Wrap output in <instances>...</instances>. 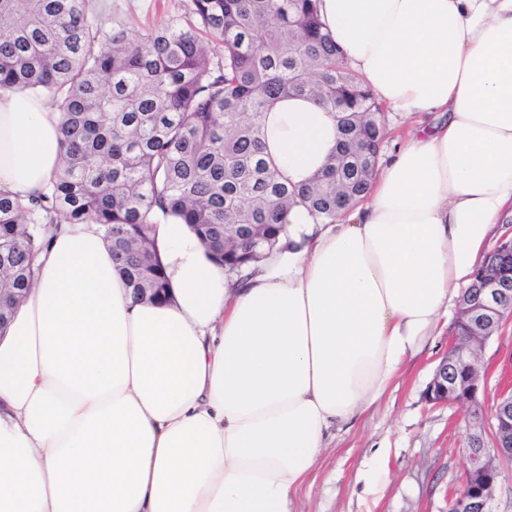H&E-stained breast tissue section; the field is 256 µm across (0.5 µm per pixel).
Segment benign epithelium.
<instances>
[{"label": "benign epithelium", "instance_id": "obj_1", "mask_svg": "<svg viewBox=\"0 0 512 512\" xmlns=\"http://www.w3.org/2000/svg\"><path fill=\"white\" fill-rule=\"evenodd\" d=\"M512 317V290L502 274L486 268L480 296L463 297L456 321L468 329L466 336H453L444 357L433 373L425 399L433 404H459L472 407L486 391V374L478 361L477 349ZM491 434H486L479 416L465 435L466 480L452 500L450 512H492L491 504L499 478L498 459L512 460V393L497 396L492 409Z\"/></svg>", "mask_w": 512, "mask_h": 512}]
</instances>
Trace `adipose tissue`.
<instances>
[{
	"instance_id": "1",
	"label": "adipose tissue",
	"mask_w": 512,
	"mask_h": 512,
	"mask_svg": "<svg viewBox=\"0 0 512 512\" xmlns=\"http://www.w3.org/2000/svg\"><path fill=\"white\" fill-rule=\"evenodd\" d=\"M387 111L367 202L230 280L188 225L156 227L169 298L136 301L96 225L64 224L0 328V512H293L336 431L376 405L512 219V0H320ZM62 116L0 88V192L61 164ZM266 155L308 182L337 144L305 96L263 115Z\"/></svg>"
}]
</instances>
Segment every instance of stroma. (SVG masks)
I'll return each mask as SVG.
<instances>
[{"mask_svg": "<svg viewBox=\"0 0 512 512\" xmlns=\"http://www.w3.org/2000/svg\"><path fill=\"white\" fill-rule=\"evenodd\" d=\"M101 3L103 19L121 21L143 34L163 21L184 17L187 0ZM451 336L445 328L429 337L407 359L385 397L350 430L337 432L299 492L297 512H448L464 483L466 425L475 415L465 407L435 406L425 399ZM479 359L487 387L477 415L488 428L496 395L512 388V319L484 343Z\"/></svg>", "mask_w": 512, "mask_h": 512, "instance_id": "obj_1", "label": "stroma"}]
</instances>
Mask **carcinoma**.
<instances>
[{
    "label": "carcinoma",
    "instance_id": "obj_1",
    "mask_svg": "<svg viewBox=\"0 0 512 512\" xmlns=\"http://www.w3.org/2000/svg\"><path fill=\"white\" fill-rule=\"evenodd\" d=\"M318 0H189L182 19L145 34L93 0H0V88L20 87L62 113L64 163L38 200L0 194V288L35 280L33 249L62 222L96 224L130 288H168L149 225H190L214 261L239 272L247 241L224 250V225L277 239L292 206L317 224L363 203L376 168L358 160L384 139L382 106L350 69ZM209 35L220 50L205 43ZM306 95L334 113L326 167L290 186L266 158L262 114ZM512 280V253L491 252Z\"/></svg>",
    "mask_w": 512,
    "mask_h": 512
}]
</instances>
